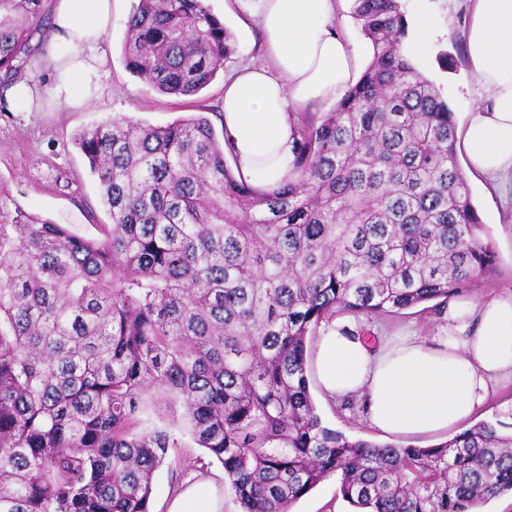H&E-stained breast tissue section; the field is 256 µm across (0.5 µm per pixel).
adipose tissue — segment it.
Listing matches in <instances>:
<instances>
[{
	"mask_svg": "<svg viewBox=\"0 0 512 512\" xmlns=\"http://www.w3.org/2000/svg\"><path fill=\"white\" fill-rule=\"evenodd\" d=\"M115 0H50L42 43L54 71L51 94L91 97L108 62L106 37ZM257 19L266 62L244 66L224 83V150L241 177L264 187L287 178L299 139L297 113L344 93L356 54L336 30V0H236ZM467 54L487 104L471 114L464 144L472 169L512 176V0H467ZM332 399L361 398L365 420L389 433L452 428L486 403L497 382L512 380V296L450 310L448 328L428 345L414 336L369 347L354 321L337 317L322 331L314 359ZM166 512H224V486L191 477Z\"/></svg>",
	"mask_w": 512,
	"mask_h": 512,
	"instance_id": "ef3b65f1",
	"label": "adipose tissue"
}]
</instances>
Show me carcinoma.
I'll return each mask as SVG.
<instances>
[{"label":"carcinoma","instance_id":"obj_1","mask_svg":"<svg viewBox=\"0 0 512 512\" xmlns=\"http://www.w3.org/2000/svg\"><path fill=\"white\" fill-rule=\"evenodd\" d=\"M359 80L300 128L288 179L239 180L210 118H114L75 146L112 224L85 237L0 189V512H150L176 433L240 512H289L334 476L358 512H480L512 493V433L431 447L324 424L307 343L338 312L442 311L503 273L457 162L454 111L403 52L400 0H354ZM51 24L0 0V97ZM128 71L194 96L234 52L203 0H137Z\"/></svg>","mask_w":512,"mask_h":512}]
</instances>
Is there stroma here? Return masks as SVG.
<instances>
[{
  "instance_id": "stroma-1",
  "label": "stroma",
  "mask_w": 512,
  "mask_h": 512,
  "mask_svg": "<svg viewBox=\"0 0 512 512\" xmlns=\"http://www.w3.org/2000/svg\"><path fill=\"white\" fill-rule=\"evenodd\" d=\"M134 0H117L106 39L108 73L99 99L65 105L43 95L35 111L11 112L0 105V186L24 209L66 225L82 236L98 235L99 225L110 216L101 200L96 178L85 157L74 145L81 130L102 120L126 118L152 126L207 108L216 112L228 75L238 68L263 62L257 20L243 17L235 0H205L233 33L235 52L224 63L212 84L196 97H175L154 91L125 67L124 21ZM406 18L426 12L434 23V37L427 59L418 70L430 79L453 108L457 126H464L470 112L483 106L478 79L467 56L469 13L465 0H401ZM482 221L491 229L495 248L504 264L512 263V204L487 177L467 169L465 152H458ZM357 325L368 336L415 335L432 342L448 323L447 315L408 309L385 316H360ZM310 391L324 423L353 438L376 443L427 447L449 439V432L422 436L383 434L362 417L361 404L346 407L325 396L318 381ZM169 449L167 462L154 474L151 512H165L166 500L186 478L200 475L223 481L224 468L187 435Z\"/></svg>"
}]
</instances>
